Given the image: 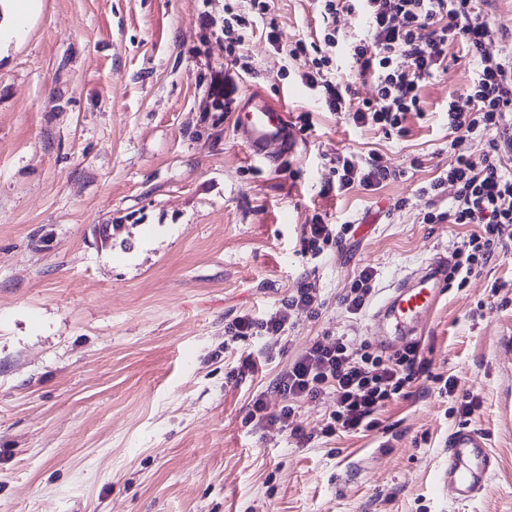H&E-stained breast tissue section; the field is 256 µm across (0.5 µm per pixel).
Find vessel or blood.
<instances>
[{
  "label": "vessel or blood",
  "instance_id": "b4317fda",
  "mask_svg": "<svg viewBox=\"0 0 512 512\" xmlns=\"http://www.w3.org/2000/svg\"><path fill=\"white\" fill-rule=\"evenodd\" d=\"M235 130L258 156L271 158L295 148L287 112L272 108L257 95L238 112ZM448 262V256H435L418 272L386 289L371 316L372 331L382 350H396L434 309L448 283ZM448 448L440 488L460 500L477 498L495 468L485 435L471 426L456 427L448 435Z\"/></svg>",
  "mask_w": 512,
  "mask_h": 512
}]
</instances>
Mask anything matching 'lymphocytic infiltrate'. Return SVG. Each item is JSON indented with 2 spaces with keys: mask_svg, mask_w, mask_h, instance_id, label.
<instances>
[{
  "mask_svg": "<svg viewBox=\"0 0 512 512\" xmlns=\"http://www.w3.org/2000/svg\"><path fill=\"white\" fill-rule=\"evenodd\" d=\"M321 38L295 42L291 59H305L298 77L308 89L320 91L329 111L355 128L380 131L385 137L409 132V116L424 117L422 87L448 70V48L465 42L473 76L463 91L448 94L449 143L453 160L428 184L430 191L450 188L446 210L426 212V224H471L475 230L454 255L449 279L467 284L496 256L512 251V59L493 47L500 33L476 11L472 0H318ZM354 14L366 26L360 37L348 38L341 14ZM354 79H344V69ZM370 84V95L359 92ZM484 149L474 154L472 140ZM399 173L378 152L338 153L331 161L329 189L343 195L355 188L373 190ZM354 225L327 224L313 216L302 233V252L319 257L329 246L353 235ZM322 301L311 283L281 299L264 316H237L225 327L230 340L252 336L278 338L297 314L315 319ZM419 344L412 341L389 355L368 347L352 348L344 338L311 343L275 380L285 403L270 413L265 392L249 403L247 423L264 429L279 426L302 436L294 424L299 402L329 393L333 406L317 430L322 438L380 428V412L407 396L412 383L425 374Z\"/></svg>",
  "mask_w": 512,
  "mask_h": 512,
  "instance_id": "obj_1",
  "label": "lymphocytic infiltrate"
}]
</instances>
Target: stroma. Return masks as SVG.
I'll list each match as a JSON object with an SVG mask.
<instances>
[{
	"label": "stroma",
	"mask_w": 512,
	"mask_h": 512,
	"mask_svg": "<svg viewBox=\"0 0 512 512\" xmlns=\"http://www.w3.org/2000/svg\"><path fill=\"white\" fill-rule=\"evenodd\" d=\"M236 2L35 0L15 30L0 0V512H512V254L447 288L416 336L430 375L480 401L469 424L498 466L475 500L435 489L461 421L428 378L384 408L386 435L306 442L246 424L254 392L278 412L274 380L314 340L375 345L371 307L342 302L359 269L385 288L471 233L423 223L448 196L418 189L448 166V94L472 67L452 44L421 92L425 118L388 139L320 107L286 55L318 35L316 0L247 12L231 52ZM237 54L250 64L237 103L257 94L288 112L297 147L277 161L212 106ZM344 150L407 173L336 195L326 183ZM317 212L357 230L313 259L301 239ZM108 222L123 230L105 248L92 228ZM303 280L318 319L226 342L227 323ZM246 353L261 373L227 383Z\"/></svg>",
	"instance_id": "1"
}]
</instances>
